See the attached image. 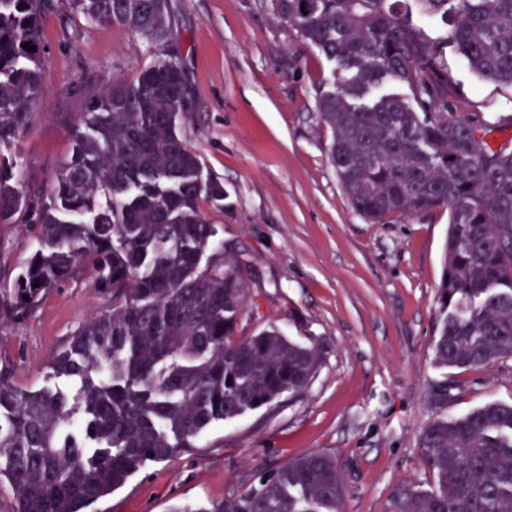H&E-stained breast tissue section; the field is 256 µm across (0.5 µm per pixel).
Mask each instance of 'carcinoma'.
Instances as JSON below:
<instances>
[{"mask_svg":"<svg viewBox=\"0 0 512 512\" xmlns=\"http://www.w3.org/2000/svg\"><path fill=\"white\" fill-rule=\"evenodd\" d=\"M55 2L0 0V224H23L37 245L13 286L0 288V320L30 313L81 269L110 303L48 363L53 376L78 385L75 398L52 386L16 387L0 360V486L13 512H88L212 424L305 390L321 361L317 347L275 329L238 335L251 289L237 282L240 255L217 239L200 206L223 200L224 188L204 178L178 130L189 81L170 0H66L91 22L125 28L152 61L88 100L50 190L31 188L16 171L11 153L40 96V20ZM272 6L337 64L317 106L355 210L379 224L448 211L435 365L512 358V137L496 146L488 139L508 131L512 116L448 117L454 89L444 64L451 44L480 78L512 87V0ZM435 20L445 37L427 33ZM430 399L447 409L448 383L431 386ZM419 447L434 486H397L386 512H512V404L441 415ZM343 490L336 459L313 452L210 508L173 512H341Z\"/></svg>","mask_w":512,"mask_h":512,"instance_id":"cac0c4a2","label":"carcinoma"}]
</instances>
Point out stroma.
<instances>
[{
	"label": "stroma",
	"instance_id": "35a3bbf8",
	"mask_svg": "<svg viewBox=\"0 0 512 512\" xmlns=\"http://www.w3.org/2000/svg\"><path fill=\"white\" fill-rule=\"evenodd\" d=\"M174 2L192 89L180 134L204 177L224 188L223 200H202L201 209L253 271L255 308L240 333L276 328L317 346L321 362L307 389L214 424L176 459L145 464L90 512L212 505L316 451L342 467L343 512H386L396 486L434 484L418 445L439 415L428 401L432 382L447 379L452 417L512 403V359L467 370L435 366L448 213L377 224L355 211L329 161L332 131L317 107L333 63L277 17L271 0ZM41 43V99L16 160L33 187L46 189L71 150L86 100L134 79L150 57L122 27L63 5L43 16ZM445 64L456 91L449 116L512 114L511 87L479 78L455 49ZM35 248L19 225L0 224V282L11 284ZM107 307V296L82 276L0 324V358L12 363L15 384L44 385L52 355Z\"/></svg>",
	"mask_w": 512,
	"mask_h": 512
}]
</instances>
